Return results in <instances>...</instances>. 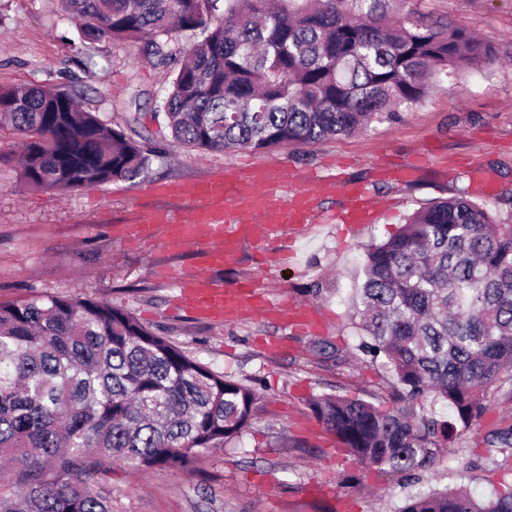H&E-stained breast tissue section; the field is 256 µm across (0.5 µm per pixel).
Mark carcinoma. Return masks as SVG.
<instances>
[{
    "mask_svg": "<svg viewBox=\"0 0 512 512\" xmlns=\"http://www.w3.org/2000/svg\"><path fill=\"white\" fill-rule=\"evenodd\" d=\"M82 52L121 41L178 64L173 138L193 149L311 146L393 122L444 79L495 61L491 46L422 0H60ZM192 43L177 53L173 35ZM0 86V120L25 137L20 176L71 192L134 181L160 150L84 110L82 85ZM351 317L391 380L377 402L336 392L316 419L361 463L402 484L433 467L458 428L512 390V224L466 197L412 214L365 248ZM259 395L93 296L0 303V512H114L105 476L195 470L242 436ZM448 407V417L434 406ZM482 443L512 459V421ZM396 512H512V490L406 494Z\"/></svg>",
    "mask_w": 512,
    "mask_h": 512,
    "instance_id": "obj_1",
    "label": "carcinoma"
}]
</instances>
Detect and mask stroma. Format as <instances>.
I'll return each mask as SVG.
<instances>
[{
	"instance_id": "stroma-1",
	"label": "stroma",
	"mask_w": 512,
	"mask_h": 512,
	"mask_svg": "<svg viewBox=\"0 0 512 512\" xmlns=\"http://www.w3.org/2000/svg\"><path fill=\"white\" fill-rule=\"evenodd\" d=\"M425 7L469 28L496 60L364 133L264 152L189 149L173 140L154 102L169 86L166 69L137 47L108 41L97 46L81 105L163 149L146 177L66 195L26 188L16 162L22 139L0 127V302L37 294L106 299L260 396L241 442L205 455L194 472L113 466L117 512H396L406 488L337 450L309 406L332 391L371 401L388 385L380 363L356 351L350 303L364 249L420 208L454 196L512 221V0H426ZM81 42L78 22L58 0H0V84L65 85L62 70L74 66ZM230 166H282L300 177L358 183L376 199L368 224L330 222L343 198L319 199V223L288 225L260 246L244 240L237 260L217 273L227 285L255 281L269 296L315 305L317 330L261 313L222 323L194 315L171 274L201 267L203 254L173 247L161 229L135 243L114 234L167 205L155 186L201 181ZM477 168L493 171V195L477 189ZM423 486L487 497L512 488V466L484 459L466 435L444 448Z\"/></svg>"
}]
</instances>
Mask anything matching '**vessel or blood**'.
Listing matches in <instances>:
<instances>
[{
    "mask_svg": "<svg viewBox=\"0 0 512 512\" xmlns=\"http://www.w3.org/2000/svg\"><path fill=\"white\" fill-rule=\"evenodd\" d=\"M285 174L267 168L240 174L228 169L211 177L170 190L168 207L147 213L139 224L127 227L130 237L145 239L164 228L169 242L202 252L201 269L177 282L197 314L221 321L268 308L275 316L284 312L281 303L267 298L253 283L224 286L216 271L233 263L243 238L262 243L286 224H308L318 197L333 193L335 183L313 179L311 186L281 195ZM346 207L336 214L340 224H363L374 213L365 188L349 186Z\"/></svg>",
    "mask_w": 512,
    "mask_h": 512,
    "instance_id": "vessel-or-blood-1",
    "label": "vessel or blood"
}]
</instances>
